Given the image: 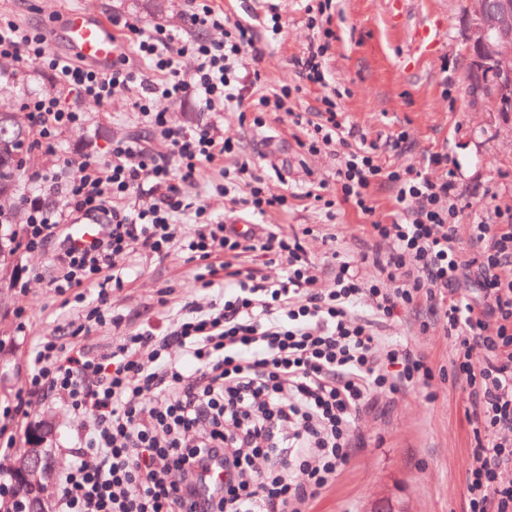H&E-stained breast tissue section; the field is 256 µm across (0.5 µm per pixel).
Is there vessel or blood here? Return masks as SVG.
I'll return each mask as SVG.
<instances>
[{
	"label": "vessel or blood",
	"mask_w": 512,
	"mask_h": 512,
	"mask_svg": "<svg viewBox=\"0 0 512 512\" xmlns=\"http://www.w3.org/2000/svg\"><path fill=\"white\" fill-rule=\"evenodd\" d=\"M50 43H62L73 58L107 69L121 50V43L111 22L88 9L64 14L61 33L50 36Z\"/></svg>",
	"instance_id": "b4317fda"
}]
</instances>
